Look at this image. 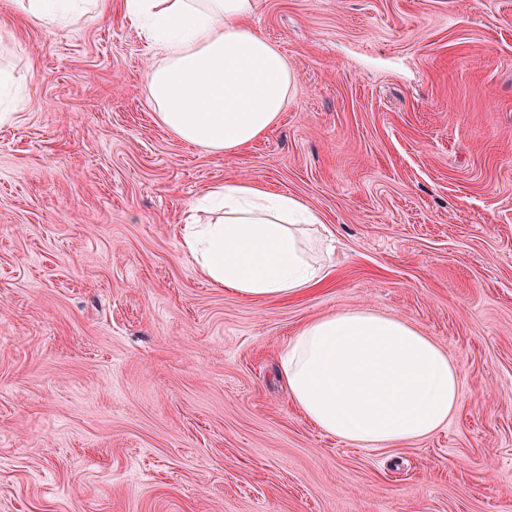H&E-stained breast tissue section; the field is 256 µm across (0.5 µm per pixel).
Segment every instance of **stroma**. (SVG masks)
<instances>
[{"label":"stroma","mask_w":512,"mask_h":512,"mask_svg":"<svg viewBox=\"0 0 512 512\" xmlns=\"http://www.w3.org/2000/svg\"><path fill=\"white\" fill-rule=\"evenodd\" d=\"M121 4L46 28L0 0V512H512V0H256L295 81L230 153L158 122ZM235 180L316 213L322 283L199 272L189 206ZM364 309L454 366L433 434L361 447L289 400L287 341Z\"/></svg>","instance_id":"obj_1"}]
</instances>
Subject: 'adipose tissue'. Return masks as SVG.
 Listing matches in <instances>:
<instances>
[{"instance_id": "ef3b65f1", "label": "adipose tissue", "mask_w": 512, "mask_h": 512, "mask_svg": "<svg viewBox=\"0 0 512 512\" xmlns=\"http://www.w3.org/2000/svg\"><path fill=\"white\" fill-rule=\"evenodd\" d=\"M16 13L59 27L104 0H11ZM256 0H124L148 34L145 89L159 122L184 142L234 152L279 119L293 77L285 57L249 24ZM211 212L183 243L212 283L252 299H285L321 283L304 228L316 215L297 198L247 181L209 189ZM279 375L301 413L327 435L365 447L424 438L460 403L443 349L404 320L369 310L309 321L287 342Z\"/></svg>"}]
</instances>
